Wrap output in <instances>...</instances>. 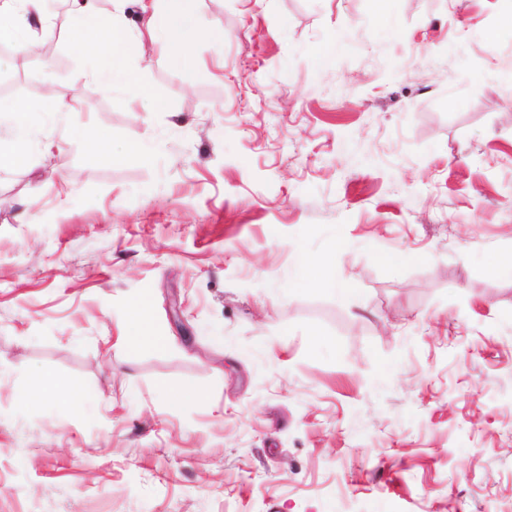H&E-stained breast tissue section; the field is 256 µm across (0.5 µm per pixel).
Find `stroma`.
<instances>
[{
  "label": "stroma",
  "instance_id": "stroma-1",
  "mask_svg": "<svg viewBox=\"0 0 512 512\" xmlns=\"http://www.w3.org/2000/svg\"><path fill=\"white\" fill-rule=\"evenodd\" d=\"M196 6L198 67L130 58L164 112L84 79L69 0L51 67L0 49L37 146L0 125V512H512V0ZM138 294L163 345L121 339ZM72 139H83L97 152V155L104 161L109 163L118 162L121 157L115 156L109 146V135L104 130H93L88 133L74 132L70 134ZM299 255L297 282L303 288L326 292L340 301H345L352 288L348 280H336L325 267L323 258L310 256L302 247L297 246Z\"/></svg>",
  "mask_w": 512,
  "mask_h": 512
}]
</instances>
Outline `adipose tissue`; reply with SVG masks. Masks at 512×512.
<instances>
[{"label": "adipose tissue", "instance_id": "adipose-tissue-1", "mask_svg": "<svg viewBox=\"0 0 512 512\" xmlns=\"http://www.w3.org/2000/svg\"><path fill=\"white\" fill-rule=\"evenodd\" d=\"M45 0H0V35L7 36L15 51L36 53L39 42L33 39L28 15L43 17ZM125 0H113V11L104 29L96 27L94 0H72L68 27L73 38L94 59L87 70V77L104 86H127L146 99L151 112L163 111V104L152 98L149 91L140 87L127 64L131 39H147L163 45L172 61L181 67L192 68L197 64L190 52V43L199 37L218 39L222 32L205 28L196 15V0H138L145 19L143 29L130 33L124 14ZM297 281L301 287L331 294L346 300L351 288L349 281L336 279L325 267L323 259L300 252ZM124 342L133 344H160L161 338L154 331L151 300L146 296L131 298L127 304L124 321Z\"/></svg>", "mask_w": 512, "mask_h": 512}]
</instances>
